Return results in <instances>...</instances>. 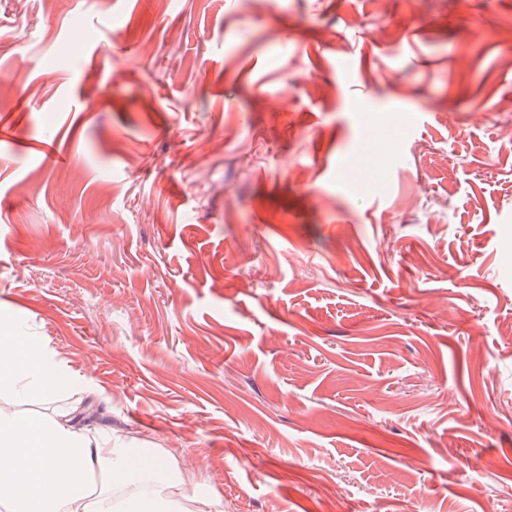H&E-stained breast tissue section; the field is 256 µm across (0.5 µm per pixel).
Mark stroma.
<instances>
[{
  "label": "stroma",
  "instance_id": "1",
  "mask_svg": "<svg viewBox=\"0 0 512 512\" xmlns=\"http://www.w3.org/2000/svg\"><path fill=\"white\" fill-rule=\"evenodd\" d=\"M510 30L0 0V316L224 512H512ZM361 145L393 164L353 188Z\"/></svg>",
  "mask_w": 512,
  "mask_h": 512
}]
</instances>
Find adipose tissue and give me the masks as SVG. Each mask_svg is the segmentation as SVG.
Returning a JSON list of instances; mask_svg holds the SVG:
<instances>
[{
    "label": "adipose tissue",
    "instance_id": "1",
    "mask_svg": "<svg viewBox=\"0 0 512 512\" xmlns=\"http://www.w3.org/2000/svg\"><path fill=\"white\" fill-rule=\"evenodd\" d=\"M85 388L21 321L0 323V392L9 394L0 401V512H224L216 492L153 449L89 436L62 413L11 407Z\"/></svg>",
    "mask_w": 512,
    "mask_h": 512
}]
</instances>
